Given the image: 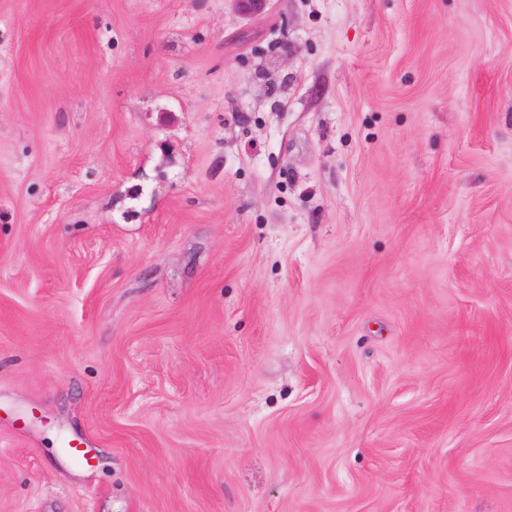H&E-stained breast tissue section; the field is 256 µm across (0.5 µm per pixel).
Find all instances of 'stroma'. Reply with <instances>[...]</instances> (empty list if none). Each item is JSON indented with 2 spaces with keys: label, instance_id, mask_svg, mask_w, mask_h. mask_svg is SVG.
I'll return each instance as SVG.
<instances>
[{
  "label": "stroma",
  "instance_id": "obj_1",
  "mask_svg": "<svg viewBox=\"0 0 512 512\" xmlns=\"http://www.w3.org/2000/svg\"><path fill=\"white\" fill-rule=\"evenodd\" d=\"M0 512H512V0H0Z\"/></svg>",
  "mask_w": 512,
  "mask_h": 512
}]
</instances>
